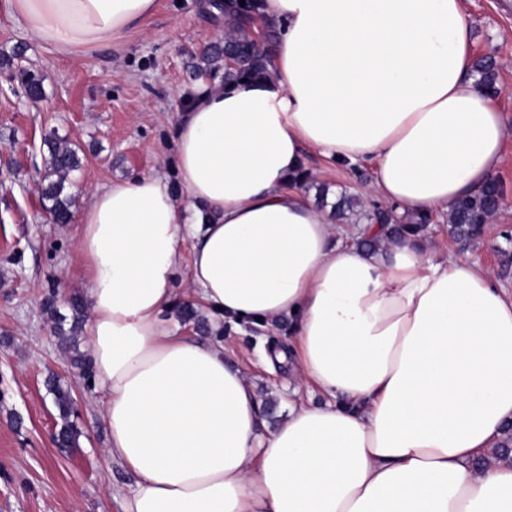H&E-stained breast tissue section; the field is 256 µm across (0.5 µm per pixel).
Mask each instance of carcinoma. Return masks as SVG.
Masks as SVG:
<instances>
[{"label": "carcinoma", "mask_w": 512, "mask_h": 512, "mask_svg": "<svg viewBox=\"0 0 512 512\" xmlns=\"http://www.w3.org/2000/svg\"><path fill=\"white\" fill-rule=\"evenodd\" d=\"M245 5L232 11L224 12V40L211 46L201 57L197 68L201 72L216 74L223 71V79L256 80L271 74L272 44L267 40L259 43L250 34L253 15L261 7L260 0H244ZM474 71L478 75V84L490 91L494 89L496 74L493 63L479 59L474 63ZM19 79L27 96L38 100L44 91L41 80L34 75L22 71ZM48 155L44 157V174L42 177V199L51 202L47 207L52 220L57 224H68L73 218L74 200L63 195L65 183L72 172L82 166L81 148L70 144L55 135L44 139ZM503 191L500 183L490 182L478 194L455 202L444 216L447 223L448 236L466 249L477 242L484 233V224L492 218L501 206ZM430 219L387 217L382 225L383 236L390 241H399L405 235L414 236L427 233ZM71 317L67 318L57 311L53 300L45 303V311L53 321V332L60 346L64 349L74 347L77 337L83 329L86 307L80 296L69 300ZM46 388L53 396L62 427L55 434V441L61 448H74L78 444L82 431L73 416V398L70 390L56 375L49 376Z\"/></svg>", "instance_id": "cac0c4a2"}]
</instances>
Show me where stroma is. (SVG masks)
Here are the masks:
<instances>
[{
  "mask_svg": "<svg viewBox=\"0 0 512 512\" xmlns=\"http://www.w3.org/2000/svg\"><path fill=\"white\" fill-rule=\"evenodd\" d=\"M210 0H158L154 15L119 49L106 45L92 58L71 60L50 53L18 23L0 16V512H121V497L133 482L118 464H102L107 432L103 396L86 386L70 354L52 333L44 312L47 297L68 314L67 300L86 295L84 259L76 246L78 223L53 224L39 194L53 133L80 146L82 167L66 191L81 212L91 192L115 181L149 174L176 180V122L187 94L203 75L195 69L203 49L219 40L224 24ZM475 57L497 64V87L512 89V0H464ZM22 58L6 64L16 46ZM26 69L42 81L44 97H27L18 79ZM309 171L333 193L360 194L371 168L331 167L315 154ZM505 196L470 255L512 292V136L498 174ZM221 340L256 385L269 424L287 412L293 370L269 369L263 351L288 347L287 324L276 330L225 326ZM58 375L75 400L83 434L77 447L52 440L60 427L45 387Z\"/></svg>",
  "mask_w": 512,
  "mask_h": 512,
  "instance_id": "35a3bbf8",
  "label": "stroma"
}]
</instances>
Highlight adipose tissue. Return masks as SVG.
<instances>
[{
  "instance_id": "adipose-tissue-1",
  "label": "adipose tissue",
  "mask_w": 512,
  "mask_h": 512,
  "mask_svg": "<svg viewBox=\"0 0 512 512\" xmlns=\"http://www.w3.org/2000/svg\"><path fill=\"white\" fill-rule=\"evenodd\" d=\"M157 0H0L58 56L125 45ZM269 77L196 85L176 166L119 181L80 213L105 459L123 512H512V294L422 237L355 243L297 176L306 152L371 162L396 215L447 214L498 173L512 135L473 75L463 0H263ZM213 326L288 321L298 384L269 430L223 345L181 333V244Z\"/></svg>"
}]
</instances>
